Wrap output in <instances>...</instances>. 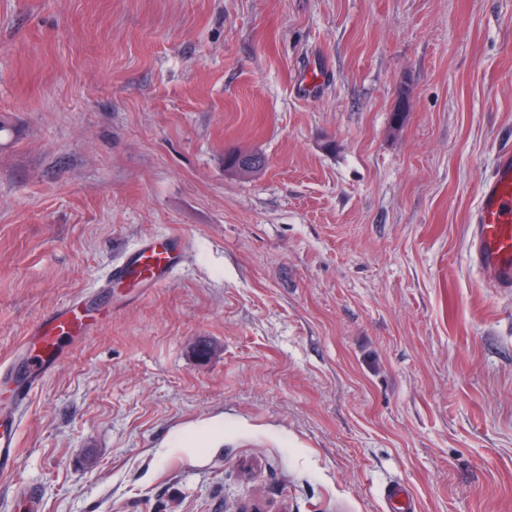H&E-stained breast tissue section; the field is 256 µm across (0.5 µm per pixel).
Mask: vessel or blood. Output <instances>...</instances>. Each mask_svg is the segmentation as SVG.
I'll list each match as a JSON object with an SVG mask.
<instances>
[{
    "label": "vessel or blood",
    "mask_w": 512,
    "mask_h": 512,
    "mask_svg": "<svg viewBox=\"0 0 512 512\" xmlns=\"http://www.w3.org/2000/svg\"><path fill=\"white\" fill-rule=\"evenodd\" d=\"M185 244L175 232L146 235L112 262L100 285L133 279L142 296L164 287L183 261ZM469 253L490 287L512 292V148L497 155L480 184ZM95 297L92 291L76 293L45 314L30 326L18 352L0 362V386L9 393L0 405V481L13 479L17 469L31 394L68 355V343L89 335L105 318L93 305Z\"/></svg>",
    "instance_id": "b4317fda"
}]
</instances>
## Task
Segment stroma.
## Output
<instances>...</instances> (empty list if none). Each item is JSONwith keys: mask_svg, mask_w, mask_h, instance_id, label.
Instances as JSON below:
<instances>
[{"mask_svg": "<svg viewBox=\"0 0 512 512\" xmlns=\"http://www.w3.org/2000/svg\"><path fill=\"white\" fill-rule=\"evenodd\" d=\"M0 121V358L189 241L32 395L0 512H512V293L468 248L512 0H0ZM186 243V237L175 232L145 235L112 261L98 288H112L113 283L134 279L139 289L137 297H142L164 287L181 265Z\"/></svg>", "mask_w": 512, "mask_h": 512, "instance_id": "35a3bbf8", "label": "stroma"}]
</instances>
